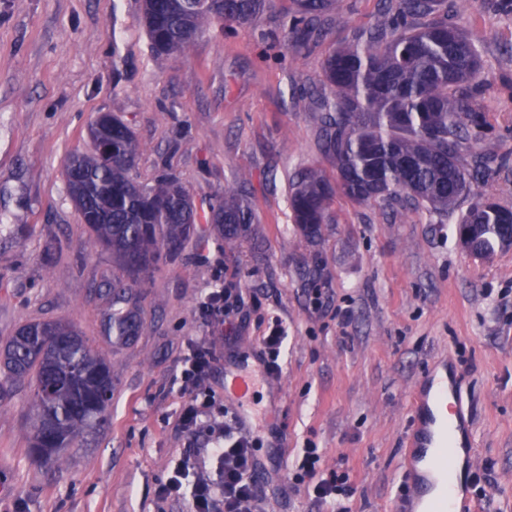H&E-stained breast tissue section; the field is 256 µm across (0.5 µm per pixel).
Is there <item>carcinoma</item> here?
<instances>
[{"mask_svg":"<svg viewBox=\"0 0 512 512\" xmlns=\"http://www.w3.org/2000/svg\"><path fill=\"white\" fill-rule=\"evenodd\" d=\"M447 0H389L385 24L357 30L323 62L333 95L318 99L320 147L338 175L301 173L289 186L295 226L316 238L330 223L336 190L357 203H407L444 215L473 194L456 225L459 243L481 258L512 246V209L472 193L473 183L492 170L496 153L460 164L464 142L480 143L488 122L477 96L480 58L476 44L448 18ZM269 0H143V21L152 50L173 55L214 23L249 26ZM286 46L300 52L335 9L336 0H293ZM91 138L107 148L66 160L68 193L93 243L112 252L126 273L112 280V307L103 334L118 344L138 335L141 322L132 288L164 257L182 251L196 230L197 212L188 190L172 175L139 180V144L115 114L99 115ZM247 180L224 188L210 206L209 221L227 244L254 223L245 201ZM57 322H29L10 337L3 366L15 381H34L31 444L59 456L83 432L103 422L112 401L107 359L77 330L56 337Z\"/></svg>","mask_w":512,"mask_h":512,"instance_id":"obj_1","label":"carcinoma"}]
</instances>
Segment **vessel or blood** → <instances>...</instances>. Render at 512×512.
<instances>
[{"instance_id": "vessel-or-blood-1", "label": "vessel or blood", "mask_w": 512, "mask_h": 512, "mask_svg": "<svg viewBox=\"0 0 512 512\" xmlns=\"http://www.w3.org/2000/svg\"><path fill=\"white\" fill-rule=\"evenodd\" d=\"M414 424L407 439L404 477L417 487L425 512H464L469 498L450 474L472 459L475 438L462 407L460 391L449 390L444 377L412 394Z\"/></svg>"}]
</instances>
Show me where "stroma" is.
<instances>
[{
    "mask_svg": "<svg viewBox=\"0 0 512 512\" xmlns=\"http://www.w3.org/2000/svg\"><path fill=\"white\" fill-rule=\"evenodd\" d=\"M291 0H273L251 26L214 25L187 52L160 56L142 23V0H0V348L24 323L74 325L112 369L105 424L60 460L33 458V383L0 384V512H185L162 499L189 443L178 429L177 365L188 340L211 336L219 360L208 382L225 409L244 370L258 375L243 432L261 437V512H332L293 485L290 464L319 449L323 468L344 465L348 512H398L414 491L402 483L411 395L439 368L458 379L476 439L465 475L485 490L477 512H512V247L488 259L456 237L471 203L447 216L337 194L332 223L308 239L292 224L288 185L297 173L336 170L319 147L315 102L330 95L329 50L384 19L381 0H338L318 40L299 54L279 27ZM455 21L481 56L479 103L487 146L504 165L480 193L512 208V12L465 0ZM134 132L137 175L175 174L199 214L249 176L256 215L236 245L214 225L136 287L141 320L131 343L101 325L120 277L93 244L66 187L64 164L90 149L98 114ZM244 303L224 325H203L196 306L215 275ZM288 329L279 374L263 379L259 338L271 318Z\"/></svg>",
    "mask_w": 512,
    "mask_h": 512,
    "instance_id": "1",
    "label": "stroma"
}]
</instances>
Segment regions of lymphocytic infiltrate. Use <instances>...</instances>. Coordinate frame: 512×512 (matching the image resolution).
Returning <instances> with one entry per match:
<instances>
[{
    "mask_svg": "<svg viewBox=\"0 0 512 512\" xmlns=\"http://www.w3.org/2000/svg\"><path fill=\"white\" fill-rule=\"evenodd\" d=\"M218 357L204 340L189 342L180 360L179 377L187 401L181 406L178 425L189 439L207 434L211 455L220 479L212 484L205 475H193L191 456H184L161 490L162 497L185 501L187 512H256L262 486L257 473L262 465L254 448L255 436L238 432L235 419L217 421L215 402L205 382ZM318 449H303L294 463L296 483L311 482L318 503H339L349 497L352 487L343 467L322 470Z\"/></svg>",
    "mask_w": 512,
    "mask_h": 512,
    "instance_id": "lymphocytic-infiltrate-1",
    "label": "lymphocytic infiltrate"
}]
</instances>
